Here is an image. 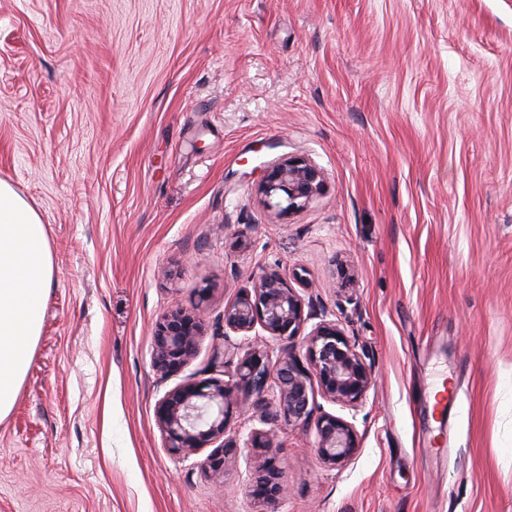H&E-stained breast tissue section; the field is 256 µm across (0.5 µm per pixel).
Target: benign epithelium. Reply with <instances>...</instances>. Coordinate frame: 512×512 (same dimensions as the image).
Here are the masks:
<instances>
[{"instance_id":"benign-epithelium-1","label":"benign epithelium","mask_w":512,"mask_h":512,"mask_svg":"<svg viewBox=\"0 0 512 512\" xmlns=\"http://www.w3.org/2000/svg\"><path fill=\"white\" fill-rule=\"evenodd\" d=\"M325 188L321 167L302 156H282L266 167L257 192L262 205L278 216L304 209ZM304 299L279 275L266 274L252 289L224 304V348L214 352L212 366L221 376L189 379L158 399L156 416L165 448L190 458L210 449L204 468L225 473L239 449L268 447L276 428L314 423L317 452L328 465L343 467L359 453L355 424L319 410L316 394L356 409L374 384L364 352L334 322L320 320L305 331ZM204 322L200 313L183 308L169 310L156 321L152 364L167 379L193 356ZM283 342L277 356L265 341ZM302 339L305 358L296 353ZM237 350V361L227 358V348ZM252 410L233 429V409ZM286 460L259 453L246 461L244 481L255 512H282L286 488L282 475Z\"/></svg>"}]
</instances>
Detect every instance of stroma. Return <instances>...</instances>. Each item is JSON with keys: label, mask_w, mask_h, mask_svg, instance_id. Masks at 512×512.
Listing matches in <instances>:
<instances>
[{"label": "stroma", "mask_w": 512, "mask_h": 512, "mask_svg": "<svg viewBox=\"0 0 512 512\" xmlns=\"http://www.w3.org/2000/svg\"><path fill=\"white\" fill-rule=\"evenodd\" d=\"M323 193L276 217L284 155ZM0 180L53 285L0 421V512H253L172 456L156 403L211 376L224 305L265 274L367 354L360 450L276 430L283 512H512V0H0ZM200 306L167 380L153 331ZM446 377L448 409L430 406ZM265 172L257 192L262 205L277 216L301 211L325 188L323 169L302 156H282Z\"/></svg>", "instance_id": "obj_1"}]
</instances>
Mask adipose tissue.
<instances>
[{"label": "adipose tissue", "instance_id": "obj_1", "mask_svg": "<svg viewBox=\"0 0 512 512\" xmlns=\"http://www.w3.org/2000/svg\"><path fill=\"white\" fill-rule=\"evenodd\" d=\"M52 281L51 251L40 214L0 181V420L17 402Z\"/></svg>", "mask_w": 512, "mask_h": 512}]
</instances>
